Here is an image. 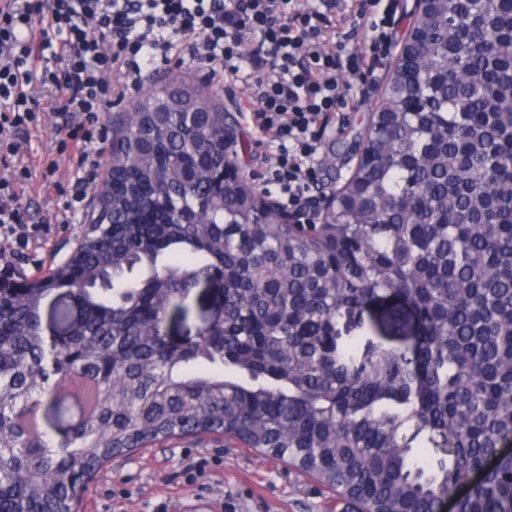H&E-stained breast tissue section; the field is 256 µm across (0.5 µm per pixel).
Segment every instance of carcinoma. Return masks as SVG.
<instances>
[{"mask_svg":"<svg viewBox=\"0 0 512 512\" xmlns=\"http://www.w3.org/2000/svg\"><path fill=\"white\" fill-rule=\"evenodd\" d=\"M471 10L429 0L377 105V162L318 227L214 183L232 126L199 87L152 90L112 123V179L72 263L0 288V512H71L113 457L192 430L356 512H440L461 489L469 512H512V0ZM73 273L81 316L57 341L45 290ZM215 276V334L172 351L155 310ZM382 291L414 307L409 344L336 336ZM71 377L90 410L69 423Z\"/></svg>","mask_w":512,"mask_h":512,"instance_id":"obj_1","label":"carcinoma"}]
</instances>
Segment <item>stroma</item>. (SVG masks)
I'll use <instances>...</instances> for the list:
<instances>
[{"instance_id":"1","label":"stroma","mask_w":512,"mask_h":512,"mask_svg":"<svg viewBox=\"0 0 512 512\" xmlns=\"http://www.w3.org/2000/svg\"><path fill=\"white\" fill-rule=\"evenodd\" d=\"M176 79L205 85L215 92L224 120L234 126L238 138L232 162L246 182L263 189L265 146L240 114L248 100V90L227 80L211 81L208 69L189 73L174 64L148 75L144 87L156 89ZM385 84V79H378L348 114L342 130L328 132L323 138L321 193L335 192L352 176L351 156ZM40 103L46 110L45 122L31 131L27 158L34 177L21 192L29 238L24 241L0 229V262L29 277L66 261L77 248L86 225L81 217L70 224L58 221L65 199L56 188L60 185L72 188L76 175L62 154L55 133L56 119L50 112L54 101L44 95ZM49 158L58 163V171L50 183L42 177L43 164ZM219 299L215 289L195 288L187 301L190 309L187 320L170 326L172 340L194 336ZM394 306L399 307L408 324H415L409 304L383 293L365 308L364 327H357L352 319H339L342 335L363 334L381 339L388 348L402 346L401 335L387 331L381 320L382 314ZM342 509L335 493L309 475L258 455L237 441L212 435L159 443L138 449L133 455L114 458L88 486L78 512H342Z\"/></svg>"}]
</instances>
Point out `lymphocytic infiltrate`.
Returning <instances> with one entry per match:
<instances>
[{
    "mask_svg": "<svg viewBox=\"0 0 512 512\" xmlns=\"http://www.w3.org/2000/svg\"><path fill=\"white\" fill-rule=\"evenodd\" d=\"M397 0H6L0 7V228L24 236L20 186L32 178L25 144L41 111L31 84L55 96L62 147L78 188L69 223L100 176L112 100L139 89L157 60L193 46V63H220L254 98L244 114L276 148L264 158L275 205L315 220L316 154L330 118L354 107L390 61ZM354 20L365 47L340 32Z\"/></svg>",
    "mask_w": 512,
    "mask_h": 512,
    "instance_id": "obj_1",
    "label": "lymphocytic infiltrate"
}]
</instances>
